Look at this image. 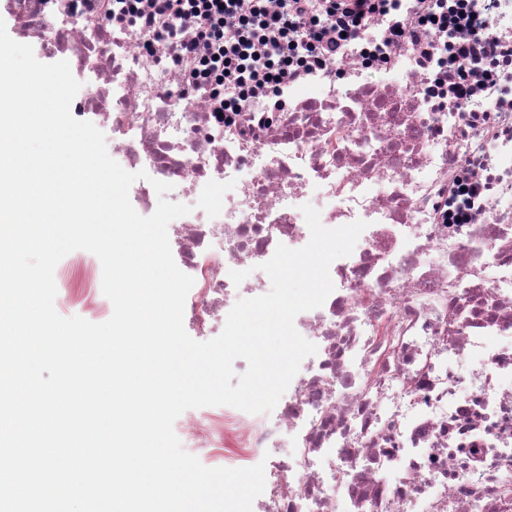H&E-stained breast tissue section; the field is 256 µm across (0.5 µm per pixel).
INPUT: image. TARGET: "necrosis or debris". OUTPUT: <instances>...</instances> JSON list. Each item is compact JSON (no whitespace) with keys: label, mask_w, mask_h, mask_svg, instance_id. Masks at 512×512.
Masks as SVG:
<instances>
[{"label":"necrosis or debris","mask_w":512,"mask_h":512,"mask_svg":"<svg viewBox=\"0 0 512 512\" xmlns=\"http://www.w3.org/2000/svg\"><path fill=\"white\" fill-rule=\"evenodd\" d=\"M20 37L57 22L55 51L89 72L75 110L198 219L168 227L194 280L184 314L213 333L234 288L266 294L261 265L322 224L363 221L306 311L317 347L273 416L227 406L183 433L225 465L265 460L257 512H512V0H322L334 51L288 72L249 112L219 113L194 59L164 67L112 0H11ZM101 263L57 277L98 311Z\"/></svg>","instance_id":"obj_1"}]
</instances>
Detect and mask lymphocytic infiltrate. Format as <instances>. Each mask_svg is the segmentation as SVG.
Listing matches in <instances>:
<instances>
[{
    "label": "lymphocytic infiltrate",
    "instance_id": "f902f5d3",
    "mask_svg": "<svg viewBox=\"0 0 512 512\" xmlns=\"http://www.w3.org/2000/svg\"><path fill=\"white\" fill-rule=\"evenodd\" d=\"M237 0H182L171 6L169 0H152L141 6L140 0H130L129 8L136 16L145 45L162 46L158 64L166 65L182 55H191L197 42H219L222 32L217 21L233 13ZM174 13L177 21L164 29H157V17ZM304 0H282L277 14L256 11L242 25L241 38L235 48L202 62L199 76L214 84L235 83L236 98L225 103L228 112H248L252 109V86H275L283 70L292 64H304L315 50L324 49L323 33L317 23L306 20ZM192 22L195 41H185L183 22Z\"/></svg>",
    "mask_w": 512,
    "mask_h": 512
}]
</instances>
